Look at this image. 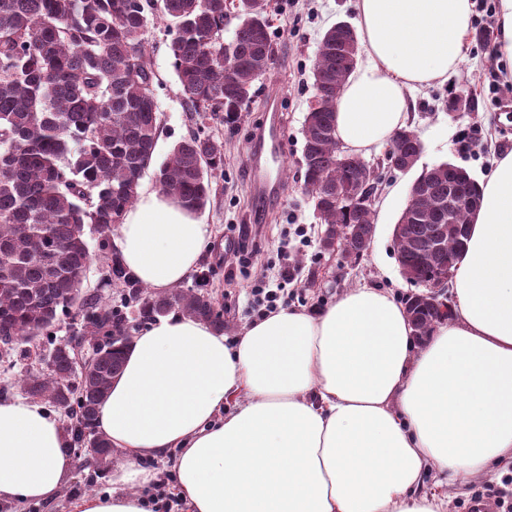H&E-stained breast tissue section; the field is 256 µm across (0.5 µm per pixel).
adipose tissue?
<instances>
[{"label": "adipose tissue", "mask_w": 512, "mask_h": 512, "mask_svg": "<svg viewBox=\"0 0 512 512\" xmlns=\"http://www.w3.org/2000/svg\"><path fill=\"white\" fill-rule=\"evenodd\" d=\"M365 60L336 101L339 147L362 155L408 127L412 94L464 61L472 0H354ZM453 269V316L417 340L390 293L350 288L310 313L280 308L234 340L172 313L145 324L96 425L123 455L112 488L73 512H149L143 461L171 449L185 512H448L428 470L468 483L512 465V152L478 182ZM212 236L175 198L143 190L112 242L163 293ZM73 458L37 401L0 400V503L48 502Z\"/></svg>", "instance_id": "ef3b65f1"}]
</instances>
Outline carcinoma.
<instances>
[{"instance_id":"obj_1","label":"carcinoma","mask_w":512,"mask_h":512,"mask_svg":"<svg viewBox=\"0 0 512 512\" xmlns=\"http://www.w3.org/2000/svg\"><path fill=\"white\" fill-rule=\"evenodd\" d=\"M268 0H0V342L5 352L44 369L20 380L22 392L64 415L67 449L82 466L98 470L115 449L96 417L138 324L173 311L224 330V315L208 290L210 272L194 288L152 293L126 276L109 250L103 277L120 288V303L83 283L93 260L87 235L102 247L136 200L140 180L155 160L159 132L156 74L145 48L150 20L168 21L179 92L191 126L156 170L160 190L193 211L213 194L224 171V139L198 126L200 116L233 124L253 98L275 53ZM236 25L230 41L224 29ZM239 61L224 75V56ZM336 49V35L318 50L312 68L313 100L303 126V178L316 185L322 252H366L380 175L336 165L335 106L354 70ZM421 151L418 141L393 138L386 160ZM418 206L402 211L406 225L395 239L409 283L423 287L439 263L455 264L464 248L457 236L469 228L480 201L471 175L419 174ZM458 205L448 210V198ZM345 224L353 237H336ZM443 233V251L428 249ZM135 309L137 323L126 309ZM419 330L452 317V307L406 301ZM70 337L54 338L64 320Z\"/></svg>"}]
</instances>
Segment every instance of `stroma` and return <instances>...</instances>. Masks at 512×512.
I'll use <instances>...</instances> for the list:
<instances>
[{"mask_svg":"<svg viewBox=\"0 0 512 512\" xmlns=\"http://www.w3.org/2000/svg\"><path fill=\"white\" fill-rule=\"evenodd\" d=\"M272 6L270 31L276 54L269 73L256 80L255 96L234 125L213 121L208 124L210 132L224 140V172L214 178L217 196L203 212L212 229V239L202 253L199 267L213 272L209 289L224 315V334L230 338L249 320L245 312L247 282L259 274L262 266L278 263L281 242L293 224L305 225L311 242L304 247L299 240L289 241L301 259L300 282L294 289L291 306L311 313L333 302L344 289L364 284L406 301L416 288L400 273L392 232L407 197L404 193L392 195V188L410 187L419 170L441 162L463 167L477 179L491 170L499 155L512 151V65L493 61L491 42L470 39L467 58L458 70L449 73L444 82L414 92L411 123L420 135L423 152L413 170H384L374 204L376 230L371 251L360 261L339 266L336 257L319 248L314 202L301 188L302 125L313 96L312 67L319 40L336 22H353L355 11L350 0H272ZM145 40L157 76L155 90L161 128L155 158L160 161L186 135L190 122L179 94L165 22L150 25ZM496 84L501 87L497 93L492 90ZM464 86L477 99V111L448 112L445 100ZM271 92L280 102L285 192L261 201L249 175L253 161L249 148L264 117L265 99ZM476 128L481 131L482 148L462 150L461 136ZM243 224L258 230L257 235L247 240L248 246L258 251L257 263L228 283L224 280V266L238 262L233 245L239 240L238 231ZM111 476L107 469L90 483L85 473L76 470L53 501L1 504L0 512H70L75 499L105 491ZM423 487L447 494L451 512H473L478 501L484 504V512H512L511 466L468 484L448 486L439 484L437 474L430 473L424 477Z\"/></svg>","mask_w":512,"mask_h":512,"instance_id":"stroma-1","label":"stroma"}]
</instances>
